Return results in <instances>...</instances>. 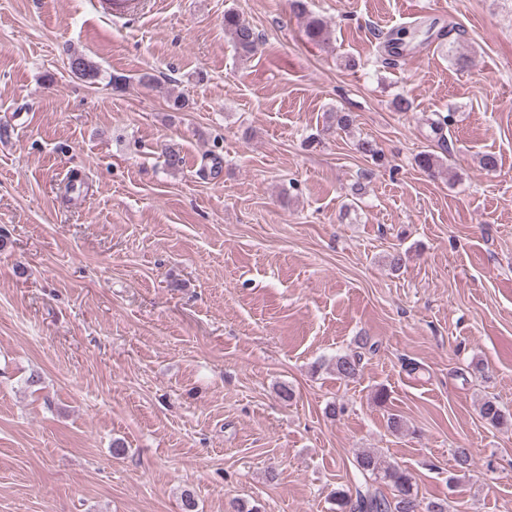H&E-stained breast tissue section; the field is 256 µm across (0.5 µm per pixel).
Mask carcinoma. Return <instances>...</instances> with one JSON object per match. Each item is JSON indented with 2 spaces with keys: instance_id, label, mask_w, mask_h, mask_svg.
Returning a JSON list of instances; mask_svg holds the SVG:
<instances>
[{
  "instance_id": "1",
  "label": "carcinoma",
  "mask_w": 512,
  "mask_h": 512,
  "mask_svg": "<svg viewBox=\"0 0 512 512\" xmlns=\"http://www.w3.org/2000/svg\"><path fill=\"white\" fill-rule=\"evenodd\" d=\"M224 28L241 53L252 54L258 49L259 36L237 15L225 14ZM306 35L311 40L324 42L329 40L330 30L322 21L314 19L308 23ZM67 60L68 68L76 78L90 82L98 80L100 69L90 58L83 54L70 53ZM355 149L376 163L381 161L380 151L371 140H357ZM332 366L338 378L353 380L362 371V354L355 352L338 355ZM479 413L483 420L496 428L512 429V412L502 408L495 400H485ZM356 465L363 482L356 488L354 495L343 489L334 493L336 512H448V503L443 499L422 503L413 476L399 468L382 466L375 451H360L356 457ZM380 483L391 486L393 494L386 495L378 487Z\"/></svg>"
}]
</instances>
